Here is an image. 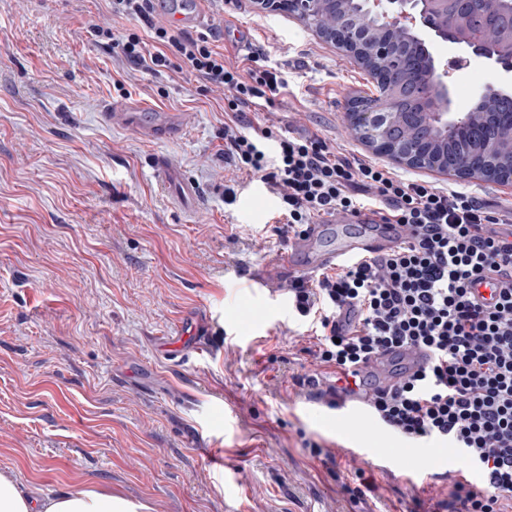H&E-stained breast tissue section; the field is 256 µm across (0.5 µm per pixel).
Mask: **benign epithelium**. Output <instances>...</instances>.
I'll use <instances>...</instances> for the list:
<instances>
[{
	"mask_svg": "<svg viewBox=\"0 0 512 512\" xmlns=\"http://www.w3.org/2000/svg\"><path fill=\"white\" fill-rule=\"evenodd\" d=\"M259 7L270 11H286L313 26L324 40L336 45L358 63L379 59L390 77L402 75L403 64L409 61L412 49L395 38L400 32L414 33V39L425 46L420 33L428 32L438 41L450 46H465L477 58L499 65L512 74V44L505 49L491 50L469 29L468 0H363V15L381 22L380 33L357 19L338 18L331 11L336 0H255ZM335 18L327 23L323 15ZM432 78L428 81L413 80L392 87L376 71L369 75L376 88L384 91L381 106L374 110L362 107V98L353 99L348 105L347 117L353 128H369L374 138L367 141L372 150L413 168H423L438 173H448L462 179L475 178L481 173L473 170L478 161H471L464 168L448 170V158L436 156L429 140L421 133L424 121L445 132L468 128V112L434 111L437 99L450 100L448 70L439 68L434 57L424 52ZM487 135L498 146L512 153V111L500 112L486 123Z\"/></svg>",
	"mask_w": 512,
	"mask_h": 512,
	"instance_id": "7a95c632",
	"label": "benign epithelium"
}]
</instances>
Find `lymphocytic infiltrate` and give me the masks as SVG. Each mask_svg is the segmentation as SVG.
Instances as JSON below:
<instances>
[{
	"label": "lymphocytic infiltrate",
	"instance_id": "1",
	"mask_svg": "<svg viewBox=\"0 0 512 512\" xmlns=\"http://www.w3.org/2000/svg\"><path fill=\"white\" fill-rule=\"evenodd\" d=\"M111 2L114 15L137 19L144 29L118 36L98 26L96 37L133 64L185 70L224 91V152L238 172L282 201L281 237L301 236L314 219L364 209L381 223L404 227L398 249L346 263L315 281L292 280L288 298L319 333L311 351L315 364L336 370L329 393L382 351H428L426 367L376 395L375 416L406 439L452 445L467 468L483 474L480 487L432 485L436 507L512 512V239L479 231L484 224H511L512 209L401 177L336 151L314 133L265 126L242 134L249 108L287 90L282 69L261 51L253 68L228 63L218 47L220 25L195 36L176 33L155 22L154 0ZM488 271L510 282L494 303L481 306L471 294ZM346 310L356 321L345 333L336 320Z\"/></svg>",
	"mask_w": 512,
	"mask_h": 512
}]
</instances>
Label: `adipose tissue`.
Wrapping results in <instances>:
<instances>
[{
	"label": "adipose tissue",
	"mask_w": 512,
	"mask_h": 512,
	"mask_svg": "<svg viewBox=\"0 0 512 512\" xmlns=\"http://www.w3.org/2000/svg\"><path fill=\"white\" fill-rule=\"evenodd\" d=\"M0 512H148V507L97 487L40 496L12 473L0 472Z\"/></svg>",
	"instance_id": "1"
}]
</instances>
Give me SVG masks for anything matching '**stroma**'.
Here are the masks:
<instances>
[{
	"label": "stroma",
	"mask_w": 512,
	"mask_h": 512,
	"mask_svg": "<svg viewBox=\"0 0 512 512\" xmlns=\"http://www.w3.org/2000/svg\"><path fill=\"white\" fill-rule=\"evenodd\" d=\"M205 8L226 26V60L246 65L262 47L288 80L253 126L371 157L346 116L375 91L362 66L292 14L252 0ZM96 24L141 27L109 0H0V469L46 493L107 488L149 512H432L429 487L457 457L415 486L348 457V439L309 410L298 381L315 370V328L287 305L280 201L224 155L223 93L130 63ZM427 45L448 69L452 111L500 85L465 48ZM109 99L179 113L185 132L154 144L107 127ZM157 154L196 184L193 209L157 181ZM392 169L512 208V183ZM247 305L260 325L243 339ZM314 444L334 458L312 457ZM358 468L377 494L343 491Z\"/></svg>",
	"instance_id": "1"
}]
</instances>
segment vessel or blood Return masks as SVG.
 Listing matches in <instances>:
<instances>
[{
	"label": "vessel or blood",
	"instance_id": "b4317fda",
	"mask_svg": "<svg viewBox=\"0 0 512 512\" xmlns=\"http://www.w3.org/2000/svg\"><path fill=\"white\" fill-rule=\"evenodd\" d=\"M101 116L108 125L132 130L157 144L178 141L184 130L174 113L142 103L108 100L101 106ZM152 168L161 185L179 184L180 204L196 201V185L169 158L155 157ZM404 239L400 225L380 223L373 213L340 212L325 222L309 225L302 236L292 239L280 255V268L285 277L304 278L360 257L389 252ZM428 361V354L417 349L382 352L368 363L362 374L363 385L314 399L311 408L336 436H356L351 455L373 457L379 466L403 474L413 472L415 462L394 453L388 428L370 417L369 404L378 391L396 386Z\"/></svg>",
	"mask_w": 512,
	"mask_h": 512
}]
</instances>
